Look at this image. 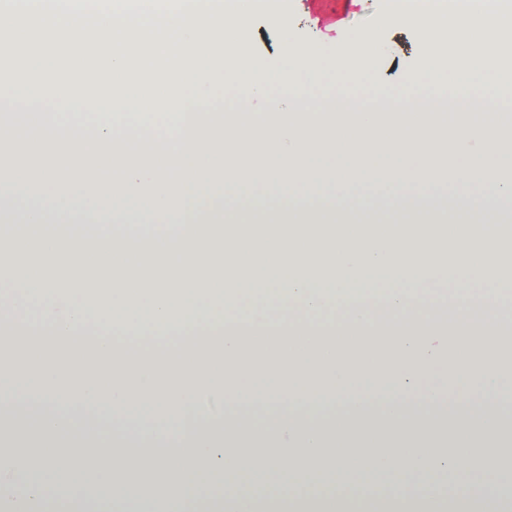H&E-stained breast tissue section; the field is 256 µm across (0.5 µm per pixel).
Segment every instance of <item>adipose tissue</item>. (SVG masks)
Masks as SVG:
<instances>
[{
    "label": "adipose tissue",
    "instance_id": "ef3b65f1",
    "mask_svg": "<svg viewBox=\"0 0 512 512\" xmlns=\"http://www.w3.org/2000/svg\"><path fill=\"white\" fill-rule=\"evenodd\" d=\"M277 0H137L138 82L165 85L143 112L176 176L33 173L18 195L0 192V512H512L496 494L500 469L479 470L469 495L428 494L438 477L469 478L475 447H512L497 425L433 419L413 425L408 399L438 400L431 376L447 369L460 396L495 394L512 318L484 303L512 288L502 248L512 227V114L463 107L421 112L422 94L478 89L485 102L512 87V0H388L391 20L416 28L418 60L398 75L392 110L374 63L386 43H355L341 76L364 99L327 111L330 66L285 38L278 93L270 64L240 41L248 15L277 16ZM171 32L170 65L144 61ZM502 31L493 42L484 30ZM235 86L239 112H217V80ZM252 147L254 162L235 152ZM337 157L314 181L307 165ZM224 190L206 188L211 171ZM387 193H358L365 171ZM452 188L451 199L435 194ZM283 194H274V187ZM70 189L80 204H49ZM121 199L100 222L101 194ZM183 205L164 231L147 211ZM470 242L448 253L445 242ZM448 340V357L429 341ZM395 402L372 426L332 417L333 403L368 388ZM242 395L285 410L279 432L231 430L198 404ZM46 411L29 430L24 403ZM107 406L114 434L68 441L81 412ZM192 426L169 445L172 412ZM317 414L321 425L303 424ZM22 448L41 459L32 473ZM150 496L129 500L131 489Z\"/></svg>",
    "mask_w": 512,
    "mask_h": 512
}]
</instances>
